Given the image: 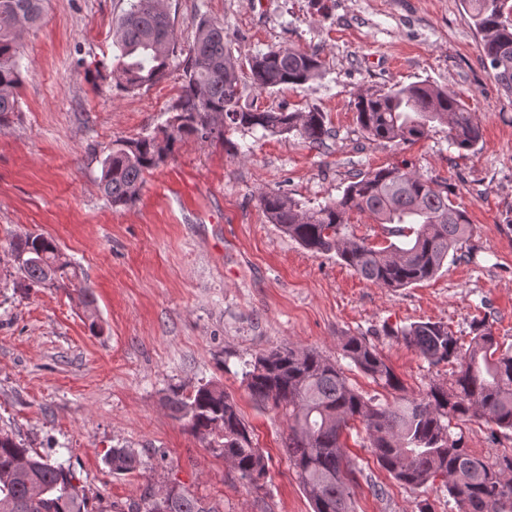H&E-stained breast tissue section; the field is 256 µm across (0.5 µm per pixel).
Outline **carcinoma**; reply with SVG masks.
Masks as SVG:
<instances>
[{
	"label": "carcinoma",
	"mask_w": 512,
	"mask_h": 512,
	"mask_svg": "<svg viewBox=\"0 0 512 512\" xmlns=\"http://www.w3.org/2000/svg\"><path fill=\"white\" fill-rule=\"evenodd\" d=\"M481 38L484 62L497 83L512 92V0H463ZM43 0H0V123L18 110L21 84L19 40L43 21ZM118 54L113 75L123 89L152 85L167 73L177 53L173 22L161 0H129L115 31ZM251 85L263 92L281 85H303L318 77L322 62L314 53L278 48L249 63ZM183 87L172 116L155 134L117 141L102 161V191L114 206L135 202L144 175L157 168L185 136L224 139L228 130L298 133L322 144L328 129L323 113L261 111L240 103V76L224 42V26L208 18L193 24L183 60ZM358 124L374 140L413 143L429 124L448 126V142L471 151L482 140L480 122L455 96L427 82L367 91L355 101ZM448 183L425 177L408 166L359 173L333 202L304 209L282 192L261 199L269 221L315 255L335 254L363 280L382 288H406L433 278L451 251L471 232L465 208L456 204ZM366 213L380 224H397V241L376 248L344 233L349 213ZM13 261L23 274L22 288L54 284L59 264L54 240L27 235L10 241ZM468 347L442 321L413 323L386 335L416 347L432 366L455 360L452 386L433 385L425 395L399 394L401 385L380 353L358 336L342 343L345 358L384 389L393 400L365 397L337 362L293 345L276 347L245 363L242 383L253 400L284 412V448L313 512H352L346 475L354 464L345 457L342 436L361 425L378 466L397 482L420 487L441 479L457 512H512V454L493 461L479 458L454 435L458 423L481 418L512 430V351L502 349L491 327L481 321ZM172 411L194 435L224 455L246 484L259 488L267 473L235 399L217 385L189 396L175 391ZM114 474L140 465L128 448L106 456ZM72 469L52 462L0 429V512H92ZM136 512H212L187 489L165 500L144 499Z\"/></svg>",
	"instance_id": "cac0c4a2"
}]
</instances>
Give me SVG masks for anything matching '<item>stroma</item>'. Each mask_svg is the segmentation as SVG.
<instances>
[{"label": "stroma", "instance_id": "obj_1", "mask_svg": "<svg viewBox=\"0 0 512 512\" xmlns=\"http://www.w3.org/2000/svg\"><path fill=\"white\" fill-rule=\"evenodd\" d=\"M179 48L206 17L224 27L241 70L278 47L317 53L314 81L258 92L261 110L326 114L322 145L296 134L232 131L227 141L187 137L146 173L138 200L112 206L100 189L102 159L118 140L165 125L181 93L182 65L132 92L111 70L115 23L128 0H44V22L20 41V108L0 124V427L39 455L64 454L97 512L141 505L176 483L216 512H312L282 441L280 411L257 404L242 365L283 344L340 362L352 385L384 391L344 358L345 337L374 344L417 397L451 382L386 335L442 321L468 343L487 319L512 346V94L483 63L462 0H165ZM427 81L456 95L481 123L477 150L448 144L433 124L411 145L375 141L357 123V94ZM408 164L448 181L471 233L430 280L390 289L362 280L335 255H315L271 224L261 198L283 191L303 206L336 200L355 174ZM28 234L53 238L67 276L49 288L17 289L8 251ZM95 303L86 307L83 289ZM218 384L237 401L267 460L262 488L247 485L219 450L187 431L168 407L173 391ZM475 456L512 452V431L463 424ZM355 465L353 512H457L441 482L398 483L357 432L343 434ZM129 448L141 465L115 475L105 463ZM386 489L374 497L372 486Z\"/></svg>", "mask_w": 512, "mask_h": 512}]
</instances>
